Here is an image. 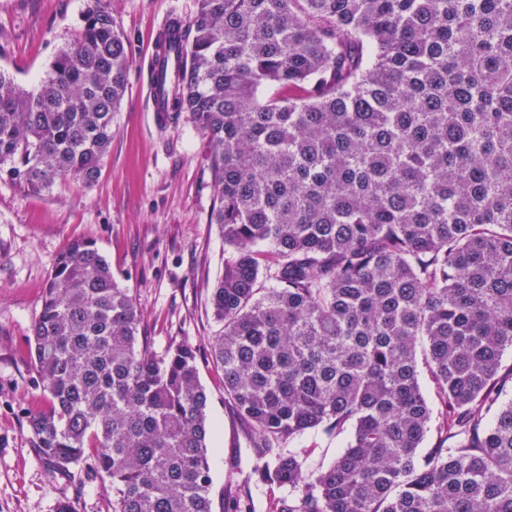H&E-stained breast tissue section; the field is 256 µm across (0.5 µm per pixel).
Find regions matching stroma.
Wrapping results in <instances>:
<instances>
[{
  "instance_id": "obj_1",
  "label": "stroma",
  "mask_w": 512,
  "mask_h": 512,
  "mask_svg": "<svg viewBox=\"0 0 512 512\" xmlns=\"http://www.w3.org/2000/svg\"><path fill=\"white\" fill-rule=\"evenodd\" d=\"M108 3L133 63L100 177L41 193L0 181V512H57L64 502L74 512H112L90 464L53 471L26 430L27 411L45 402L26 338L57 257L77 240L93 243L129 288L153 350L163 352L175 339L195 346L207 419L216 430L208 450L213 499L229 489L251 498L255 512H272L286 491L253 485L248 433L210 358L217 325L208 298L224 273V239L209 221L207 145L188 116L162 128L148 98L156 27L171 17L189 20L198 0ZM86 6L87 0H0V69L20 87L37 89Z\"/></svg>"
}]
</instances>
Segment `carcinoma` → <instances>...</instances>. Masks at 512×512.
I'll return each mask as SVG.
<instances>
[{
	"label": "carcinoma",
	"instance_id": "carcinoma-1",
	"mask_svg": "<svg viewBox=\"0 0 512 512\" xmlns=\"http://www.w3.org/2000/svg\"><path fill=\"white\" fill-rule=\"evenodd\" d=\"M180 25L167 121L207 143L228 254L211 355L275 512H512V0H199ZM130 65L90 0L38 91L0 70V180L96 182ZM141 321L94 244L57 259L30 441L93 459L112 512H215L196 351ZM308 430L348 437L328 467L287 448Z\"/></svg>",
	"mask_w": 512,
	"mask_h": 512
}]
</instances>
